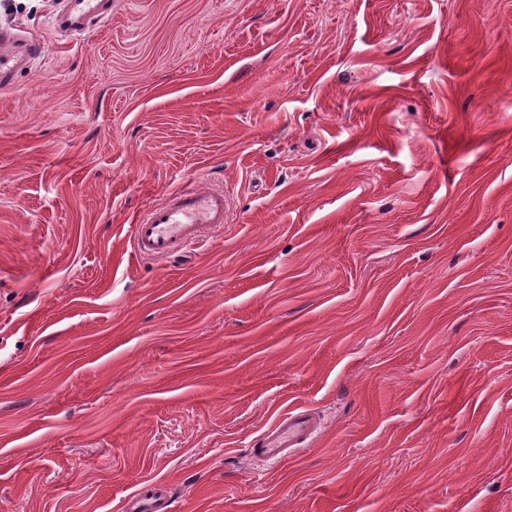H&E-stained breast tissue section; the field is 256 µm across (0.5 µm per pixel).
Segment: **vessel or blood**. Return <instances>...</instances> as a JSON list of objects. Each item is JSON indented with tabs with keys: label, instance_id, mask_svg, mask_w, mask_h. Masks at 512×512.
I'll list each match as a JSON object with an SVG mask.
<instances>
[{
	"label": "vessel or blood",
	"instance_id": "1",
	"mask_svg": "<svg viewBox=\"0 0 512 512\" xmlns=\"http://www.w3.org/2000/svg\"><path fill=\"white\" fill-rule=\"evenodd\" d=\"M112 14V0H66L58 14L57 27L63 32L82 31ZM38 45L18 35L15 29L0 27V84L9 85L23 62L36 54ZM228 196L223 190L197 182L175 189L161 202L152 204L132 226V249L143 260H169L204 235L222 232L227 222ZM317 432L312 416L297 408L279 416L255 437V456L272 463L288 460L307 447Z\"/></svg>",
	"mask_w": 512,
	"mask_h": 512
}]
</instances>
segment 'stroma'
<instances>
[{
	"mask_svg": "<svg viewBox=\"0 0 512 512\" xmlns=\"http://www.w3.org/2000/svg\"><path fill=\"white\" fill-rule=\"evenodd\" d=\"M63 8L0 0V512H512V0ZM200 180L223 232L136 258ZM112 15V0H67L66 11L57 15L62 32L82 31ZM38 45L31 38L18 35L16 29L0 27V83L9 85L22 62L37 53ZM317 432L312 416L304 409H294L279 416L255 437V456L272 463L287 461L307 447Z\"/></svg>",
	"mask_w": 512,
	"mask_h": 512,
	"instance_id": "stroma-1",
	"label": "stroma"
}]
</instances>
